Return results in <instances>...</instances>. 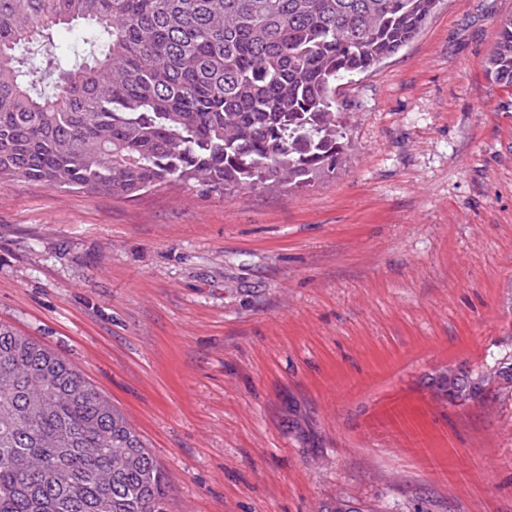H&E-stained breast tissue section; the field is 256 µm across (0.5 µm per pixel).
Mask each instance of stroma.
Returning a JSON list of instances; mask_svg holds the SVG:
<instances>
[{
  "instance_id": "stroma-1",
  "label": "stroma",
  "mask_w": 512,
  "mask_h": 512,
  "mask_svg": "<svg viewBox=\"0 0 512 512\" xmlns=\"http://www.w3.org/2000/svg\"><path fill=\"white\" fill-rule=\"evenodd\" d=\"M512 0H444L341 88L302 190L126 198L0 181V322L140 434L167 512H512ZM487 72L494 80L512 85V18L499 25L496 45L487 60ZM457 389L459 390V402L480 400L483 397L485 377H472L464 371L463 374L454 375Z\"/></svg>"
}]
</instances>
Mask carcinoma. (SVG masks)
I'll return each mask as SVG.
<instances>
[{
	"label": "carcinoma",
	"instance_id": "cac0c4a2",
	"mask_svg": "<svg viewBox=\"0 0 512 512\" xmlns=\"http://www.w3.org/2000/svg\"><path fill=\"white\" fill-rule=\"evenodd\" d=\"M441 0H0V180L123 197L250 193L336 175L341 81L396 55ZM87 21L82 58L17 59ZM50 94L36 85L52 71ZM512 85V18L487 60ZM459 402L486 378L454 376ZM140 436L61 355L0 323V512H165Z\"/></svg>",
	"mask_w": 512,
	"mask_h": 512
}]
</instances>
